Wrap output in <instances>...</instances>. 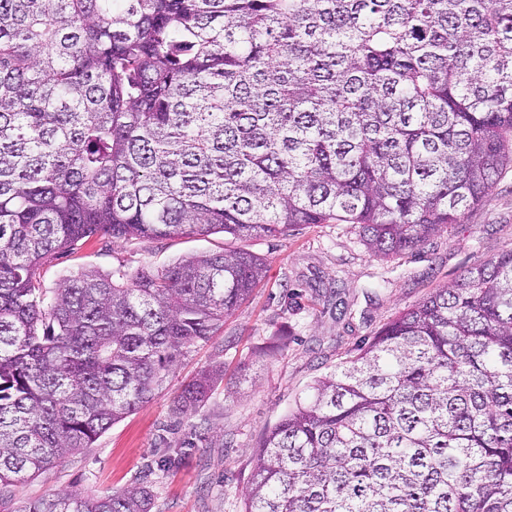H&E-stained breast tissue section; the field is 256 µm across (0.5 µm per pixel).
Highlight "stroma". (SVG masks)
I'll return each mask as SVG.
<instances>
[{"mask_svg":"<svg viewBox=\"0 0 512 512\" xmlns=\"http://www.w3.org/2000/svg\"><path fill=\"white\" fill-rule=\"evenodd\" d=\"M226 248L264 259L266 281L208 342L191 347L149 402L93 447L18 483L15 506L71 491L106 496L144 485L152 512H244L256 444L317 378L399 311L512 249V168L462 223L390 258L369 251L349 224L300 226L277 239L97 235L51 255L41 283L51 292L84 266L132 274ZM219 362L227 369L223 383L195 416L176 421L171 409L183 385Z\"/></svg>","mask_w":512,"mask_h":512,"instance_id":"1","label":"stroma"}]
</instances>
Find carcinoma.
I'll return each mask as SVG.
<instances>
[{
	"label": "carcinoma",
	"instance_id": "obj_1",
	"mask_svg": "<svg viewBox=\"0 0 512 512\" xmlns=\"http://www.w3.org/2000/svg\"><path fill=\"white\" fill-rule=\"evenodd\" d=\"M512 166V0H0V508L151 512L131 487L15 509L27 475L148 402L267 277L48 255L351 224L384 257ZM224 381L201 370L190 417ZM245 512H512V250L399 313L258 442Z\"/></svg>",
	"mask_w": 512,
	"mask_h": 512
}]
</instances>
